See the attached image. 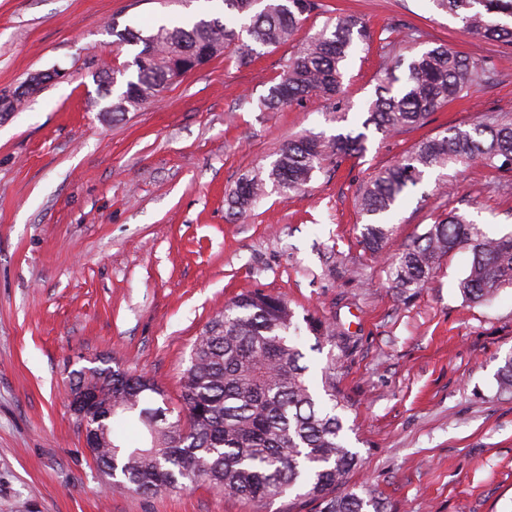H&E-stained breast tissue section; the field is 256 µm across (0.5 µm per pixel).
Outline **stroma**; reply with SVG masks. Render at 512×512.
Instances as JSON below:
<instances>
[{"label":"stroma","instance_id":"obj_1","mask_svg":"<svg viewBox=\"0 0 512 512\" xmlns=\"http://www.w3.org/2000/svg\"><path fill=\"white\" fill-rule=\"evenodd\" d=\"M325 2L377 32L405 22L423 47L447 41L500 74L420 127L369 132L362 156L305 192L269 194L233 218L230 190L288 140L360 131L389 62L380 43L345 70L344 122L321 101L258 109L294 40L246 64L215 57L158 101L105 120L93 75L133 53L117 49L113 27L220 17L223 0H0V90L62 73L0 115V512H284L285 499L259 506L200 483L106 490L67 399L70 372L117 365L151 377L178 411L193 343L226 302L255 290L349 332L332 349L359 455L349 486L374 490L388 512H512V396L497 383L512 353V292L465 302L457 285L471 255L458 250L427 288L397 298L382 260L363 249L355 207L359 186L418 141L512 108V58L461 33L431 0ZM433 186L426 178L403 201L386 253L455 209L490 234L512 233V177L474 163L458 166L453 191Z\"/></svg>","mask_w":512,"mask_h":512}]
</instances>
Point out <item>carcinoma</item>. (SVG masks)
Listing matches in <instances>:
<instances>
[{"instance_id": "1", "label": "carcinoma", "mask_w": 512, "mask_h": 512, "mask_svg": "<svg viewBox=\"0 0 512 512\" xmlns=\"http://www.w3.org/2000/svg\"><path fill=\"white\" fill-rule=\"evenodd\" d=\"M469 34L499 43L512 55V0H431ZM328 10L323 0H224V16L191 24H162L148 33L130 27L118 33L122 46L137 47L120 66L96 72L101 99H112V113L128 112L154 101L169 85L237 46L245 31L260 47L291 40L310 15ZM398 23L385 29L382 48L393 54L366 105L364 131L327 139L306 134L288 141L267 166L242 177L227 196L232 215L247 212L271 192L283 198L303 191L328 165L363 154L365 130L388 137L425 124L429 116L471 89L496 80L493 64L477 62L445 42L415 52L416 36ZM374 41L357 16L339 17L307 35L286 61L278 83L260 99L267 111L301 106L311 100L329 104L336 121L350 106L343 74L354 43ZM404 68V77L395 71ZM480 162L512 176V111L483 115L469 129L449 128L415 144L400 159L378 171L359 190L356 207L366 218L361 242L383 257L391 232L388 219L405 191L436 174L434 191L443 192L450 165ZM471 261L458 288L470 303L486 304L512 288V235L492 237L458 211L429 225L393 257H384L391 288L408 298L426 287L440 261L457 250ZM312 352L345 337L334 322L307 321ZM295 312L282 296L249 292L224 305L194 342L182 375L184 420L171 422L164 397L151 379L115 367L98 368L91 378L76 371L69 392L98 389L115 411L104 419V444L92 450L97 467L112 486L145 495L208 484L212 489L252 503L289 498L296 512L315 504V512H386L383 499L346 487L358 454L345 443L344 401L336 391V356L321 368L322 391L309 382L307 351L299 342ZM498 388L512 395V356L498 370ZM127 420L144 428L139 443L122 439Z\"/></svg>"}]
</instances>
